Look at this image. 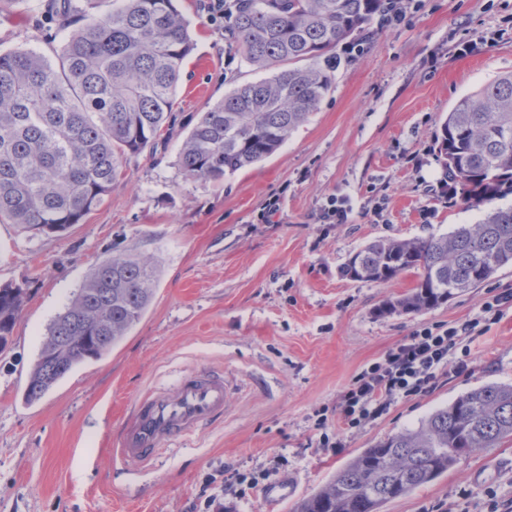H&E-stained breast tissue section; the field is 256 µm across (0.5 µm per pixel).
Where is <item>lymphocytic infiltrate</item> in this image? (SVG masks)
Wrapping results in <instances>:
<instances>
[{
  "label": "lymphocytic infiltrate",
  "instance_id": "lymphocytic-infiltrate-1",
  "mask_svg": "<svg viewBox=\"0 0 512 512\" xmlns=\"http://www.w3.org/2000/svg\"><path fill=\"white\" fill-rule=\"evenodd\" d=\"M507 301L504 295L491 297L483 305L480 321L422 326L365 365L338 396L337 423L359 428L383 416L395 400L427 392L439 375L468 370L470 350L465 337L476 335L481 321L497 320Z\"/></svg>",
  "mask_w": 512,
  "mask_h": 512
}]
</instances>
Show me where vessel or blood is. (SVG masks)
<instances>
[{
	"mask_svg": "<svg viewBox=\"0 0 512 512\" xmlns=\"http://www.w3.org/2000/svg\"><path fill=\"white\" fill-rule=\"evenodd\" d=\"M230 392L223 371L202 369L171 388L139 394L113 443L114 456L131 469L150 467L172 441L223 417Z\"/></svg>",
	"mask_w": 512,
	"mask_h": 512,
	"instance_id": "obj_1",
	"label": "vessel or blood"
}]
</instances>
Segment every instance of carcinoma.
Masks as SVG:
<instances>
[{
  "mask_svg": "<svg viewBox=\"0 0 512 512\" xmlns=\"http://www.w3.org/2000/svg\"><path fill=\"white\" fill-rule=\"evenodd\" d=\"M71 28L50 60L29 50L0 52V222L44 234L67 231L112 193L122 161L172 133L176 90L193 49L189 21L176 0H112ZM224 39L248 66L268 76L233 88L200 113L185 138V178L220 181L273 155L319 109L335 83L330 51L364 41L386 0H237ZM448 177V197L478 208L512 191V72L459 99L434 136ZM512 266V206L474 224L427 238L378 239L347 261L342 275L385 285L420 271L409 292L385 300L378 314L424 313L478 288ZM156 265L133 250L101 261L44 337L25 401L40 400L75 366L117 346L149 308ZM29 289L0 284V352ZM512 438V385L487 383L458 395L415 429L362 449L295 512H381L464 457Z\"/></svg>",
  "mask_w": 512,
  "mask_h": 512,
  "instance_id": "carcinoma-1",
  "label": "carcinoma"
}]
</instances>
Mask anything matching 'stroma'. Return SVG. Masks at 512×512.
Instances as JSON below:
<instances>
[{
  "mask_svg": "<svg viewBox=\"0 0 512 512\" xmlns=\"http://www.w3.org/2000/svg\"><path fill=\"white\" fill-rule=\"evenodd\" d=\"M194 50L177 90L178 122L157 148L127 156L111 195L65 234L0 223V282L30 298L0 352V512H192L206 474L251 472L288 496H241L215 483L214 512H294L360 450L487 382L512 384V301L473 337L470 370L439 377L425 395L318 448L316 411L369 361L419 326L464 323L496 294L512 298V269L440 308L381 317L382 302L413 288L416 272L385 285L341 274L378 238L427 237L475 223L479 210L438 198L444 170L434 134L462 97L512 72V0H419L397 26L374 21L361 53L342 55L331 92L271 157L212 182L178 164L189 124L258 75L208 21L204 0H177ZM54 0H5L0 50L60 51ZM346 198L345 224L322 223ZM159 270L154 300L123 341L76 366L39 402L29 371L52 320L105 257L128 249ZM223 369L232 392L223 418L124 471L111 441L135 395L173 386L186 371ZM512 499V441L461 459L382 512H483L486 489Z\"/></svg>",
  "mask_w": 512,
  "mask_h": 512,
  "instance_id": "obj_1",
  "label": "stroma"
}]
</instances>
